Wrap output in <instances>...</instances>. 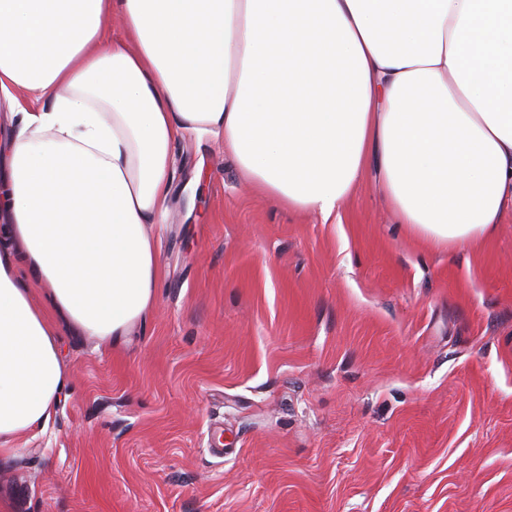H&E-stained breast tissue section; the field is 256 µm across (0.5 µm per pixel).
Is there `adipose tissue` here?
Returning a JSON list of instances; mask_svg holds the SVG:
<instances>
[{
    "label": "adipose tissue",
    "mask_w": 512,
    "mask_h": 512,
    "mask_svg": "<svg viewBox=\"0 0 512 512\" xmlns=\"http://www.w3.org/2000/svg\"><path fill=\"white\" fill-rule=\"evenodd\" d=\"M0 96L37 103L0 176V447L69 387L59 326L106 343L154 305L184 131L296 212L329 217L372 164L433 244L512 213V0H0Z\"/></svg>",
    "instance_id": "ef3b65f1"
}]
</instances>
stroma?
Segmentation results:
<instances>
[{"instance_id": "1", "label": "stroma", "mask_w": 512, "mask_h": 512, "mask_svg": "<svg viewBox=\"0 0 512 512\" xmlns=\"http://www.w3.org/2000/svg\"><path fill=\"white\" fill-rule=\"evenodd\" d=\"M169 181L153 309L61 328L71 386L0 454V512H512L511 214L439 248L371 170L298 213L195 132Z\"/></svg>"}]
</instances>
